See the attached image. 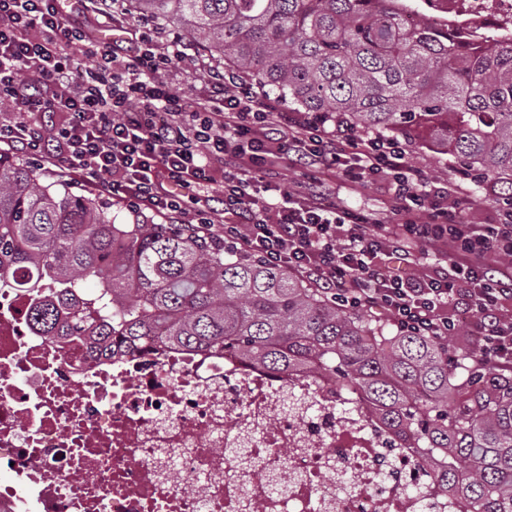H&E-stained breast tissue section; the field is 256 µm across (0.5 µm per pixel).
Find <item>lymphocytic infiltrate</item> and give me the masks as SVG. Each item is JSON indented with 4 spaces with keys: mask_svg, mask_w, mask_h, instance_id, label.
I'll return each mask as SVG.
<instances>
[{
    "mask_svg": "<svg viewBox=\"0 0 512 512\" xmlns=\"http://www.w3.org/2000/svg\"><path fill=\"white\" fill-rule=\"evenodd\" d=\"M59 2L0 0V101L18 114L0 123V144L96 181L132 209L189 212L199 228L223 223L225 243L399 331L444 340L459 333L457 313L475 314L483 365L512 371V316L503 313L512 266L489 263L512 256V211L495 224L463 223L443 204L447 187L410 165L397 137L356 135L340 116L280 111L234 71L210 70L201 87L175 93L161 74L188 57L179 38L159 51V27L147 19L108 45ZM285 154L305 178L271 203L263 175ZM329 171L352 187L392 176L393 222L329 198ZM430 253L456 261L416 279Z\"/></svg>",
    "mask_w": 512,
    "mask_h": 512,
    "instance_id": "1",
    "label": "lymphocytic infiltrate"
}]
</instances>
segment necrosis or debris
Returning <instances> with one entry per match:
<instances>
[{"mask_svg":"<svg viewBox=\"0 0 512 512\" xmlns=\"http://www.w3.org/2000/svg\"><path fill=\"white\" fill-rule=\"evenodd\" d=\"M408 25L481 42L512 36V0H399ZM28 294L0 288V512H419L401 482L415 448L386 431L345 387L278 374L224 353L162 341L100 355L45 336ZM295 395L306 411L285 406ZM249 456L282 484L243 493ZM356 481L338 496L328 472Z\"/></svg>","mask_w":512,"mask_h":512,"instance_id":"1","label":"necrosis or debris"}]
</instances>
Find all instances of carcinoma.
<instances>
[{
	"label": "carcinoma",
	"instance_id": "cac0c4a2",
	"mask_svg": "<svg viewBox=\"0 0 512 512\" xmlns=\"http://www.w3.org/2000/svg\"><path fill=\"white\" fill-rule=\"evenodd\" d=\"M133 8L183 25L189 41L306 112L421 134L512 202V40L411 28L395 0H133ZM132 219L117 222L111 205L64 180L45 183L0 151V288L35 295L28 318L47 336L91 334L129 351L162 337L339 381L392 439L420 449L434 491H453L468 512H512V374L480 370L477 349L450 365L444 341L386 336L288 268L206 229ZM87 280L98 285L88 294ZM76 293L83 300L63 308Z\"/></svg>",
	"mask_w": 512,
	"mask_h": 512
}]
</instances>
